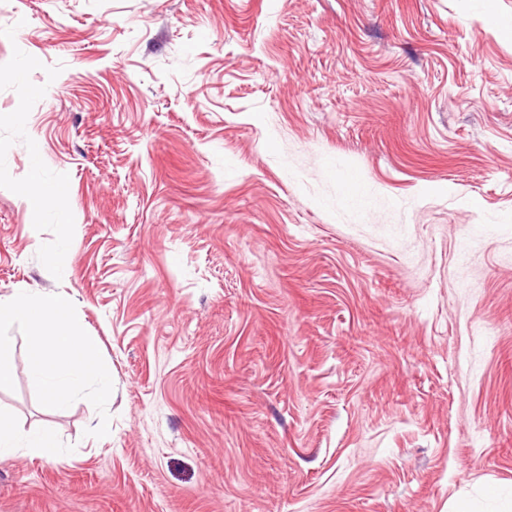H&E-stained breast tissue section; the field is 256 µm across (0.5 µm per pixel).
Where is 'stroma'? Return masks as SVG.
I'll list each match as a JSON object with an SVG mask.
<instances>
[{
  "label": "stroma",
  "instance_id": "obj_1",
  "mask_svg": "<svg viewBox=\"0 0 512 512\" xmlns=\"http://www.w3.org/2000/svg\"><path fill=\"white\" fill-rule=\"evenodd\" d=\"M25 115L17 124L13 113ZM52 213L27 195L33 174ZM0 512H455L512 487V34L475 0H0ZM70 308L69 296L32 288H19L6 299L0 297V382L15 353V339L4 329L25 323L31 329L30 375L49 403L70 404L89 378L95 380L99 398L109 400L112 377L103 368L87 366L88 346L77 335ZM20 450L48 459H54L62 453V449L49 433L21 432L9 418L0 414V459L15 455Z\"/></svg>",
  "mask_w": 512,
  "mask_h": 512
}]
</instances>
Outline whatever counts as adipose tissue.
Wrapping results in <instances>:
<instances>
[{
  "instance_id": "ef3b65f1",
  "label": "adipose tissue",
  "mask_w": 512,
  "mask_h": 512,
  "mask_svg": "<svg viewBox=\"0 0 512 512\" xmlns=\"http://www.w3.org/2000/svg\"><path fill=\"white\" fill-rule=\"evenodd\" d=\"M70 308L69 296L32 288H20L8 298H0V377L15 353V339L6 328L25 323L31 329L30 375L49 403L70 404L90 378L97 384L99 398L109 400L112 377L105 369L87 366L84 357L88 348L70 319ZM22 450L49 459L62 453L49 433L21 432L9 418L0 415V458Z\"/></svg>"
}]
</instances>
